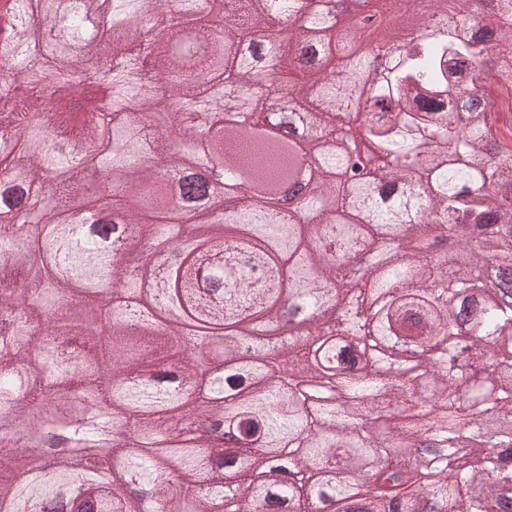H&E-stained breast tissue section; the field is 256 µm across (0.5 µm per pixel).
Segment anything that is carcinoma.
Listing matches in <instances>:
<instances>
[{
  "instance_id": "carcinoma-1",
  "label": "carcinoma",
  "mask_w": 512,
  "mask_h": 512,
  "mask_svg": "<svg viewBox=\"0 0 512 512\" xmlns=\"http://www.w3.org/2000/svg\"><path fill=\"white\" fill-rule=\"evenodd\" d=\"M332 0H234L221 23L194 0H0V56L40 81L66 83L94 56L88 30L112 13L107 95L89 123H61L37 92L7 93L0 126L11 180L0 179V344L23 373L0 360V512H497L512 503V122L497 90L512 84V0H438L448 26L398 39L394 12L374 9L336 35ZM73 7V48L57 39L60 10ZM186 26L210 54L190 68L170 55ZM288 27V42L276 33ZM360 40L387 51L373 83ZM223 62L225 101L211 100ZM266 72L272 96L294 94L303 143L324 185L284 209L259 196L186 215L168 206L158 167L195 169L217 155L257 186L274 185L292 160L276 142L236 137L190 122L243 109L270 117L272 103L241 98ZM154 87L152 110L135 106ZM165 113L159 121L156 114ZM378 147L370 173L349 146ZM131 176L87 195L73 161ZM62 171L44 223L4 213L26 183ZM82 204L112 216L104 249ZM179 243L158 269H133L113 251L130 236ZM112 285L93 332L69 316ZM180 339L227 338L224 376L207 378L196 353L173 355L167 309ZM296 325L273 340L265 328ZM249 346L248 362L240 345ZM321 351L309 360L310 350ZM106 407L118 435L95 460L25 455L35 417L66 422L70 389ZM208 417L222 438L195 441L177 423ZM474 444L470 462L452 453ZM184 477L176 486L170 467ZM236 482L225 502V482Z\"/></svg>"
}]
</instances>
